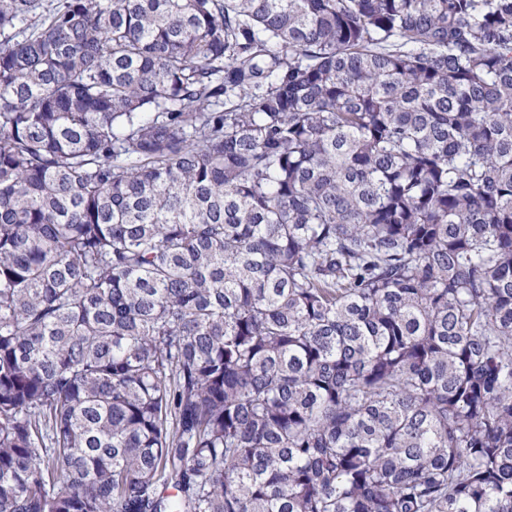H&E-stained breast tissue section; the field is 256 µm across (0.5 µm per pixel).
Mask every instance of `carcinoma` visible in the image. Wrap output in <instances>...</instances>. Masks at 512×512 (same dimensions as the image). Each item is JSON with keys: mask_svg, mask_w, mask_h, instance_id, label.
<instances>
[{"mask_svg": "<svg viewBox=\"0 0 512 512\" xmlns=\"http://www.w3.org/2000/svg\"><path fill=\"white\" fill-rule=\"evenodd\" d=\"M0 512H512V0H0Z\"/></svg>", "mask_w": 512, "mask_h": 512, "instance_id": "carcinoma-1", "label": "carcinoma"}]
</instances>
